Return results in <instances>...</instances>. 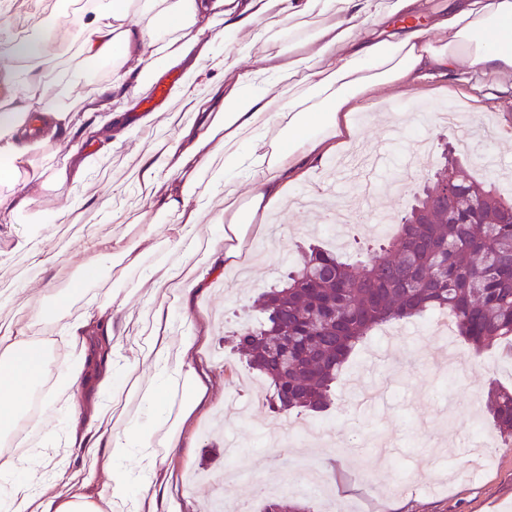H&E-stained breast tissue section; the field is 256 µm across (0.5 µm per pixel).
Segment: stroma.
<instances>
[{
	"instance_id": "1",
	"label": "stroma",
	"mask_w": 512,
	"mask_h": 512,
	"mask_svg": "<svg viewBox=\"0 0 512 512\" xmlns=\"http://www.w3.org/2000/svg\"><path fill=\"white\" fill-rule=\"evenodd\" d=\"M29 8L30 0H0V97L12 94L37 108L53 103L81 123L90 108L111 111V102L97 94L110 73L81 53V31L91 6L69 20L66 37L47 38L34 59L11 52L26 32ZM181 37L198 39L206 53L195 80L199 94L223 84L226 54L235 55L238 69L254 64L253 58L238 54L223 24L200 36L186 30ZM31 70L40 76L38 85L27 83ZM184 109L183 101L171 96L155 109L144 98L134 100L130 112L157 111L154 125L124 140L105 134L99 165L81 181L60 184L52 177L85 151L77 137L42 140L20 166L15 182L0 181V195L31 201L15 215L0 213V293L12 297L0 307V323L28 331L41 328L39 345L54 362H64L73 352L72 343L58 338L61 324L111 307L118 288L130 290L128 307L138 309L145 298L138 288L145 269L168 255L166 227L177 218L156 214L139 189L144 160L160 141L174 139L169 117ZM352 120L358 129L356 147L390 143L391 159L377 181L376 201L359 205L357 185L338 182L335 158L311 166L305 181L292 185L290 193H309L320 199V206L273 213L266 235L245 244L259 264L239 273L226 271L195 289L186 307L169 317L179 332L195 337L194 366L207 392L182 424L179 447L154 478L157 512H208V494L218 487L231 506L263 512L265 500L251 480L258 473L283 481L284 495L305 505L307 512H334L340 499L348 512H512V438H495L477 478L464 451L471 423H487L485 399L492 383L512 388V343L501 341L477 352L460 341L449 363L441 355L440 339L431 333L429 316L399 322L407 346L390 355L381 332H373L351 355L323 415L335 428L333 446L308 451L327 485L324 494L315 496L287 487L295 449L285 430L274 427L266 403L268 383L247 369L244 357L227 341L232 333L251 327L254 299L287 272L301 247L319 242L351 259L364 258L365 246L384 237L392 220L410 209L415 193L432 184L444 147L452 148L469 175L495 179L501 193L512 196V91L490 76L474 81L467 62L450 73L381 91L378 103L354 113ZM63 209L71 215L60 224L54 216ZM92 224L108 234L123 233L130 224L154 225V248L140 267L121 275L110 272L101 287L74 294L72 279L86 259L75 242ZM36 229L63 258L59 266L34 277L14 247ZM43 291L50 298L43 313L32 316L27 300ZM83 401L80 395L68 401L55 420L8 447V455L22 468L52 470V441L65 436L69 415L81 413ZM111 456L107 446L94 458L72 448L60 483L73 479L84 493L98 495L112 480L105 471ZM396 469L419 473L423 480L392 486L387 478Z\"/></svg>"
}]
</instances>
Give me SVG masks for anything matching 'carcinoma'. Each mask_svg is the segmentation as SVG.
I'll list each match as a JSON object with an SVG mask.
<instances>
[{
  "mask_svg": "<svg viewBox=\"0 0 512 512\" xmlns=\"http://www.w3.org/2000/svg\"><path fill=\"white\" fill-rule=\"evenodd\" d=\"M443 155L436 177L451 185L453 219L430 209L427 186L368 260L352 264L309 246L286 278L258 297L254 326L232 335L248 368L268 379L273 412L325 411L356 346L382 323L442 311L477 350L512 340V197L466 175L450 149ZM426 216L432 223H418ZM282 340L286 365L267 353ZM486 411L490 426L512 438V392L490 389ZM264 512L305 510L272 498Z\"/></svg>",
  "mask_w": 512,
  "mask_h": 512,
  "instance_id": "cac0c4a2",
  "label": "carcinoma"
}]
</instances>
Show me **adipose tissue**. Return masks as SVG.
Listing matches in <instances>:
<instances>
[{"instance_id":"1","label":"adipose tissue","mask_w":512,"mask_h":512,"mask_svg":"<svg viewBox=\"0 0 512 512\" xmlns=\"http://www.w3.org/2000/svg\"><path fill=\"white\" fill-rule=\"evenodd\" d=\"M219 20L225 32L241 36V51L256 54L255 67L241 72L225 62L222 108L171 116L178 136L161 144L142 172L156 211L178 217L167 227L176 259L160 260L147 273L151 292L139 311L116 297L111 308L89 315L96 335H84L85 324L62 325V339L79 342L63 363L47 358L22 330L0 324V433L17 427L30 391L51 375L57 391L45 397L47 415L56 416L60 395L91 397L88 420L98 438L87 443L88 455H97L103 441L116 460L147 448L148 468L157 472L162 449L177 448L180 436L174 427L159 432L152 408L181 387L177 417L184 420L205 395L192 365L194 337L180 334L163 312L186 304L215 254L223 253L225 266L247 265L244 239L262 238L268 212L284 205L289 185L356 136L351 114L376 88L451 72L465 59L476 75L512 89V0H448L434 12L426 0H138L133 11L125 0H103L83 26L82 49L89 59L111 60L112 77L101 92L128 103L145 91L158 63H177L191 51L177 31L202 32ZM285 28L302 37L282 48L278 34ZM70 123L69 113L12 102L0 113V155L23 161L43 131ZM219 154L224 210L215 221L224 232L215 240L201 230L205 207L196 196L202 170ZM87 236L95 247L83 268L87 281L109 267L139 265L152 248L148 224L132 225L121 237L94 229ZM136 395L145 405L132 414ZM47 481L1 456L0 512H100L85 493H43Z\"/></svg>"}]
</instances>
